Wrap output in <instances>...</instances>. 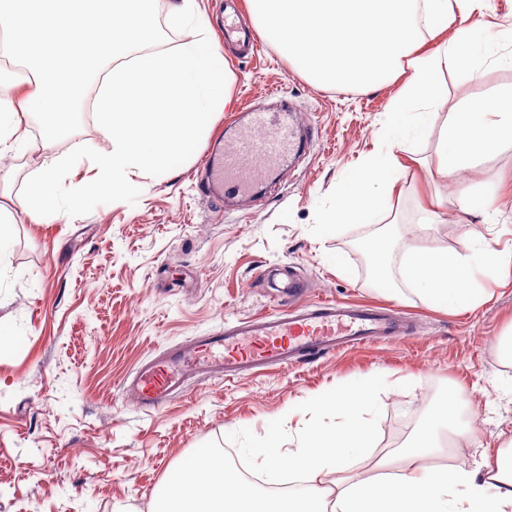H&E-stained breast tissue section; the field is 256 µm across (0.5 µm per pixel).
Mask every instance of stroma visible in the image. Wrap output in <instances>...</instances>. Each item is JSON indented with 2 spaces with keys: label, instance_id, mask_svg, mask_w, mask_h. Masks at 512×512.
I'll use <instances>...</instances> for the list:
<instances>
[{
  "label": "stroma",
  "instance_id": "35a3bbf8",
  "mask_svg": "<svg viewBox=\"0 0 512 512\" xmlns=\"http://www.w3.org/2000/svg\"><path fill=\"white\" fill-rule=\"evenodd\" d=\"M512 56V0H485L470 16ZM233 71L234 106L218 113L201 150L223 146L249 109L287 106L300 126H317L309 152L288 158L264 179L261 200L232 207L204 196L200 161L176 172L142 178L119 197L98 192L84 207L59 209L44 224L21 209L28 181L52 160L71 161L59 186L68 195L90 174L79 153L101 155L108 141L94 115L79 112L75 132L48 144L38 120L25 127L34 151L0 152V206L17 221L0 250V329L11 345L0 353V512H150L167 474L197 448H229L253 476L263 477L258 449L298 448L308 421L331 428L333 409L289 417V406L372 375L382 380L372 415L370 457H354L353 472L378 476L379 462L397 461L404 446L448 390H456L464 423L478 430L475 445L439 452L435 465L468 470L495 458L512 439V381L501 351L512 336V268L485 282L486 301L473 310H436L406 288L400 297L380 290L361 243L382 240L399 270L420 209L432 195L448 197L433 244L466 252L468 231L512 250V144L475 168L442 179L436 173L438 129L412 149L392 221L344 224L323 232L346 171L381 146L387 103L402 81L378 91L314 86L269 43L255 56L225 51ZM443 110L463 98L483 101L512 85V65L489 64L472 77L445 72ZM505 188L488 224L465 222L455 200L483 192L495 179ZM344 271H337V264ZM303 277L307 297L391 304L414 326L412 335L271 368L234 382L216 377L191 382L159 411L139 410L125 379L152 354L277 304L269 279Z\"/></svg>",
  "mask_w": 512,
  "mask_h": 512
}]
</instances>
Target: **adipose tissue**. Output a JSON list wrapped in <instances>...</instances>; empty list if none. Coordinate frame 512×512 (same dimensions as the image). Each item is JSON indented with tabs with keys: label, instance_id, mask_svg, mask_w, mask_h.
Segmentation results:
<instances>
[{
	"label": "adipose tissue",
	"instance_id": "obj_1",
	"mask_svg": "<svg viewBox=\"0 0 512 512\" xmlns=\"http://www.w3.org/2000/svg\"><path fill=\"white\" fill-rule=\"evenodd\" d=\"M159 0H0V55L29 72L0 93V146L27 153L33 143L21 128L39 119L43 141L69 129L87 89L97 91L95 118L109 151L89 159L91 175L66 203L75 210L102 189L119 195L136 190L144 173H171L194 159L216 112L231 101L235 81L213 28L197 0H172L166 14ZM261 37L320 87L380 90L403 79L392 97L379 136L385 148L349 171L337 190L324 230L371 224L388 211L400 188L402 154L439 126L438 172L451 177L473 168L512 142V86L481 104L462 103L446 116L433 105L443 72L478 75L491 38L483 26H454L456 15L480 0H248ZM189 30L178 45L159 50L161 28ZM450 32L449 41L427 49L429 39ZM68 164L50 162L30 180L23 210L39 223L62 203L57 189ZM471 252L414 246L404 262L406 281L431 306L464 312L484 300L476 278L494 280L512 266V252L475 236ZM381 387L368 376L355 386L320 396L340 418L327 430L311 424L299 448L282 454L263 449L269 476L289 459L302 474L304 494L275 497L257 491L225 466L212 448H198L166 477L153 512H512V450H500L482 476L452 466L428 465L440 434L466 440L455 399L441 402L399 456V466L379 477L352 473L351 454L374 443L369 417ZM335 485H327L329 474ZM495 494H488V487Z\"/></svg>",
	"mask_w": 512,
	"mask_h": 512
}]
</instances>
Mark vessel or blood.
<instances>
[{
	"instance_id": "1",
	"label": "vessel or blood",
	"mask_w": 512,
	"mask_h": 512,
	"mask_svg": "<svg viewBox=\"0 0 512 512\" xmlns=\"http://www.w3.org/2000/svg\"><path fill=\"white\" fill-rule=\"evenodd\" d=\"M225 42L252 43L239 21L235 0L224 8ZM290 112H254L222 150L204 160L205 191L252 194L259 177L276 168L304 144ZM280 310L237 320L224 328L171 346L145 364L127 390L142 409L157 411L188 381L214 375L231 381L268 367H288L358 345L409 333L390 309L381 305L305 302V284L291 279L274 286Z\"/></svg>"
}]
</instances>
